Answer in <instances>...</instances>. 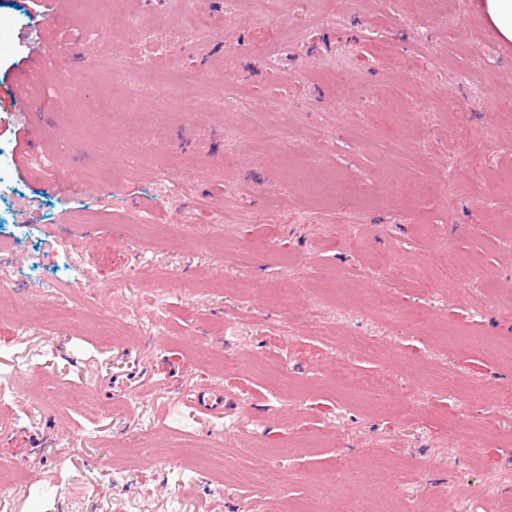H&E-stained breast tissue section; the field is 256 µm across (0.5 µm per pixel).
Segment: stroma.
I'll list each match as a JSON object with an SVG mask.
<instances>
[{"mask_svg":"<svg viewBox=\"0 0 512 512\" xmlns=\"http://www.w3.org/2000/svg\"><path fill=\"white\" fill-rule=\"evenodd\" d=\"M32 9L0 0V101L23 80L67 175L18 171L0 111V512H512V44L472 0H61L52 58ZM146 64L211 83L148 91ZM394 141L424 164L390 168ZM466 259L476 280H438ZM49 299L69 313L19 333ZM219 378L223 416L197 414Z\"/></svg>","mask_w":512,"mask_h":512,"instance_id":"obj_1","label":"stroma"}]
</instances>
